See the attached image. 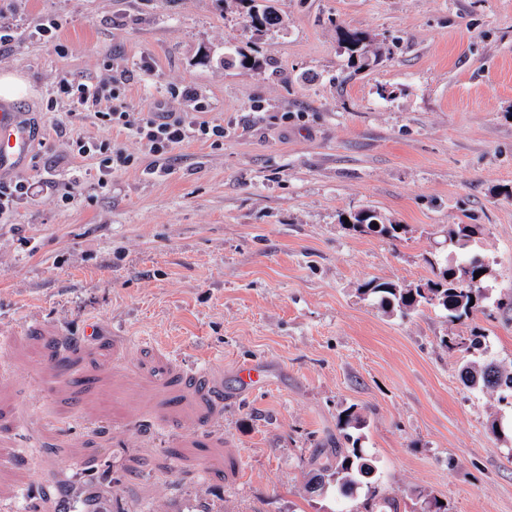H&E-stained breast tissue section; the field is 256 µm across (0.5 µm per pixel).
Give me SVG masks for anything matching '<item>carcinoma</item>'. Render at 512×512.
Segmentation results:
<instances>
[{
	"mask_svg": "<svg viewBox=\"0 0 512 512\" xmlns=\"http://www.w3.org/2000/svg\"><path fill=\"white\" fill-rule=\"evenodd\" d=\"M251 27L255 30L274 24L277 15L267 9L254 8L250 11ZM345 41L351 54L362 61L368 58L363 48V37L357 32L346 34ZM348 228L360 234H377L389 239H397L405 228H396V224L374 210H361L349 216ZM449 243L465 251L477 234L474 224H454L446 231ZM484 271L476 277L474 273ZM490 270L484 259L473 254L466 256L454 266L439 269L436 279L415 286H402L389 281L373 279L363 286V294L372 297L385 313L408 315L421 306L429 305L445 312L448 321L455 322L469 317L487 298L485 282ZM483 335L474 333L468 338L452 337L442 340L445 347L457 349L463 353L460 376L464 385L472 389L491 390L498 394L501 402L512 406V366L506 367L498 361L474 351L482 348ZM345 418L339 424L345 429L361 431L365 427V418L355 407L342 411ZM360 438L352 441V447L346 450H331L321 453L315 459V468L320 479L319 493L330 492L342 499H354L364 491L368 498L375 501L378 512L391 507V500L379 496L377 486V467L364 448L358 445Z\"/></svg>",
	"mask_w": 512,
	"mask_h": 512,
	"instance_id": "carcinoma-1",
	"label": "carcinoma"
}]
</instances>
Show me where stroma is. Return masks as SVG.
<instances>
[{
  "label": "stroma",
  "instance_id": "1",
  "mask_svg": "<svg viewBox=\"0 0 512 512\" xmlns=\"http://www.w3.org/2000/svg\"><path fill=\"white\" fill-rule=\"evenodd\" d=\"M275 5L283 24L256 35L235 0H0V69L29 84L13 106L38 131L8 174L38 190L0 223V512L89 493L104 512H366L306 489L350 406L397 512L425 494L512 512V437L490 431L512 406L466 388L440 344L475 331L512 363V0ZM238 50L263 68L225 66ZM63 77L103 99L49 107ZM116 100L223 123L224 142L161 160L99 120ZM79 140L134 162L100 186ZM362 209L406 233L350 231ZM453 224L477 225L491 269L471 318L362 295L433 278L426 256L455 264Z\"/></svg>",
  "mask_w": 512,
  "mask_h": 512
}]
</instances>
